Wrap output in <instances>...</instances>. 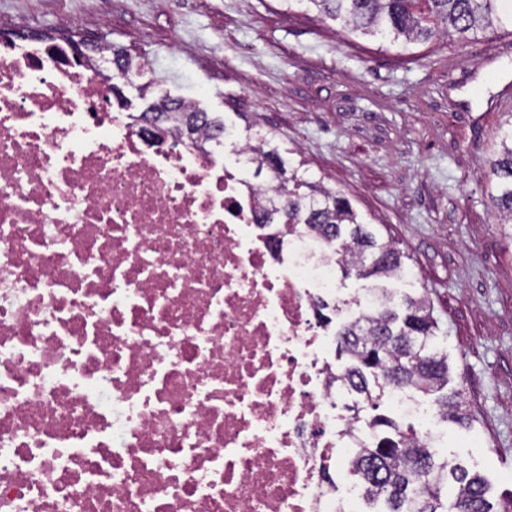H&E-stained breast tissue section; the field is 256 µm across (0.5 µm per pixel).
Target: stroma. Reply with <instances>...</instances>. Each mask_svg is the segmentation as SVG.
<instances>
[{
	"instance_id": "1",
	"label": "stroma",
	"mask_w": 512,
	"mask_h": 512,
	"mask_svg": "<svg viewBox=\"0 0 512 512\" xmlns=\"http://www.w3.org/2000/svg\"><path fill=\"white\" fill-rule=\"evenodd\" d=\"M0 29L77 35L140 56L148 98H184L267 133L407 257L394 294L426 293L473 426L438 450L512 502V234L490 201L491 148L512 113V28L404 47L342 31L284 0H0Z\"/></svg>"
}]
</instances>
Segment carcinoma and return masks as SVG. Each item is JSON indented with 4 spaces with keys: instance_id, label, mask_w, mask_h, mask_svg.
<instances>
[{
    "instance_id": "1",
    "label": "carcinoma",
    "mask_w": 512,
    "mask_h": 512,
    "mask_svg": "<svg viewBox=\"0 0 512 512\" xmlns=\"http://www.w3.org/2000/svg\"><path fill=\"white\" fill-rule=\"evenodd\" d=\"M287 5L310 4L327 19L342 24L352 33L400 43H425L437 36L469 38L494 25L512 26V7L504 0H283ZM112 52L124 60L126 79L144 75V65L118 46H98L87 63L100 69V53ZM148 124L174 127L186 142H196L201 125L212 129V137L223 134L224 119L196 111L195 105L162 96L153 102V111L141 113ZM502 134L494 143L490 167V199L500 223L512 229V113L501 125ZM255 148L259 165L271 170L279 181L268 200L264 220L285 226L305 222L319 238L343 242L348 258L340 268L346 277L355 276L369 283L371 297L381 302L371 312H361L339 331L338 357L349 364L354 379L350 391L359 399L353 409H377L382 393L402 388L413 393L435 396L438 415L445 423L473 426L456 390L448 386V353L439 347L438 323L428 297L406 294L394 305L386 283L407 275L404 255L385 242L358 218L351 203L336 190L312 181L303 163L288 166L267 135ZM288 215H283V202ZM369 425L380 442L359 449L355 472L366 497L384 505L383 512H493L487 500L485 479L458 464L419 446L415 426L403 425L383 415H373ZM452 491V504L443 494Z\"/></svg>"
}]
</instances>
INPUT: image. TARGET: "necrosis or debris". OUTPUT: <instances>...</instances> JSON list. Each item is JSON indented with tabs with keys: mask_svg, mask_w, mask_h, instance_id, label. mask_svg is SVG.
I'll return each mask as SVG.
<instances>
[{
	"mask_svg": "<svg viewBox=\"0 0 512 512\" xmlns=\"http://www.w3.org/2000/svg\"><path fill=\"white\" fill-rule=\"evenodd\" d=\"M122 78L0 51V512H365L335 244L280 241L251 150L149 137Z\"/></svg>",
	"mask_w": 512,
	"mask_h": 512,
	"instance_id": "necrosis-or-debris-1",
	"label": "necrosis or debris"
}]
</instances>
